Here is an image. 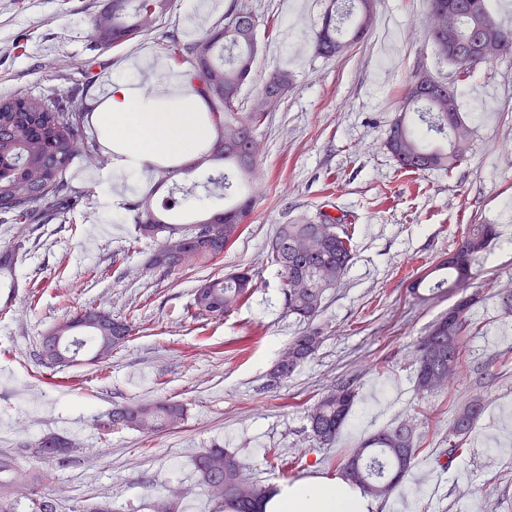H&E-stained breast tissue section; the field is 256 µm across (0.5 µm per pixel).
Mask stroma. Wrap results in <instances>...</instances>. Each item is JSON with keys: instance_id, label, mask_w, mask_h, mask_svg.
Wrapping results in <instances>:
<instances>
[{"instance_id": "35a3bbf8", "label": "stroma", "mask_w": 512, "mask_h": 512, "mask_svg": "<svg viewBox=\"0 0 512 512\" xmlns=\"http://www.w3.org/2000/svg\"><path fill=\"white\" fill-rule=\"evenodd\" d=\"M100 0H0V95L66 89L52 61L87 56ZM259 19L278 22L276 36L258 31L259 51L242 87L251 109L268 75L290 73L287 95L257 132L259 155L248 228L222 261L151 266L155 242L141 238L131 212L108 203L101 170L75 161L74 191L88 199L66 223L0 224V250L15 253V276L0 288V454L21 470L34 462L25 445L48 434L72 448L52 462L62 500L110 502L114 512H155L178 488L177 512L207 507L196 456L220 445L234 452L251 482L276 488L293 480L341 477L351 448L371 433L410 423L427 479L407 476L368 512H512V55L459 85L470 130L468 158L452 172L404 173L384 147L406 80L419 71L441 82L454 69L429 37L427 0H376L365 39L342 54L314 55L309 44L328 0H238ZM185 0L158 26L102 52V77L126 62L151 59L171 74L169 41L186 42ZM208 169L195 171L181 212L220 210ZM337 208L352 224L355 252L342 280L328 290L313 321L321 343L285 378L271 371L303 329L284 305L283 278L270 256L282 224H301ZM470 224H494L496 240L475 261L466 291L481 332L466 341L472 372L436 393L418 391L417 342L457 301L445 293L421 302L409 286L452 251ZM239 267L254 274L251 300L221 320L187 309L200 280ZM133 320L134 335L107 364L82 353L53 369L38 360L44 334L87 303ZM355 390L352 411L331 445L312 436L307 409L337 386ZM168 398L186 416L161 434L97 427L112 408ZM482 399L485 411L452 465L435 458L448 445L458 408ZM275 448L288 469L271 463Z\"/></svg>"}]
</instances>
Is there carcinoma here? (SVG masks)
Returning a JSON list of instances; mask_svg holds the SVG:
<instances>
[{
	"mask_svg": "<svg viewBox=\"0 0 512 512\" xmlns=\"http://www.w3.org/2000/svg\"><path fill=\"white\" fill-rule=\"evenodd\" d=\"M483 3L480 18L464 14L453 24L455 37L474 39L479 28L491 31L493 38L512 40V28L505 27ZM173 0H101L93 18V54L78 63L85 85L93 83L97 67L101 66L97 52L134 40L156 27L157 22L171 9ZM369 0H330L321 28L313 40L314 53L332 57L348 50L368 34L373 21ZM258 17L247 9L237 16L236 26L225 29L224 24L206 30L187 44L175 43L172 58L186 60L190 69L186 76L195 94L206 107L205 117L214 128L215 137L204 149L199 160L182 166L152 165L160 186L172 183L179 189L175 177L187 175L203 165H224L216 170L210 181L219 195H236L235 202L209 216L196 219L183 227L176 225L177 201H164L156 207L150 198H140L128 205L134 213V223L140 234L155 239L163 235L158 251L166 253L167 268L180 266L181 254L193 253L206 262H217L231 249L247 225L254 197L251 193L252 173L256 158L251 156L257 129L265 118L257 112H244L224 101V89L242 87L249 79L257 52L254 38ZM439 53L455 68L456 80L466 82L477 70L491 64L496 57L487 52L479 57H448L442 47ZM416 77L404 85L402 106L391 123L395 134L387 149L404 172L431 170L451 172L466 158L468 139L456 131L463 121L462 113L448 111V98H421L415 91ZM90 108L82 97V89L67 91L50 89L33 96L15 93L0 96V224H48L77 208L79 197L68 182L73 160L82 158L86 164L98 167L105 160L106 146L99 137L87 135L86 122ZM235 142V149L221 147L224 138ZM336 226V218L321 212L315 224H281L273 237L270 249L272 261L279 266L284 278L283 294L288 314L307 323L321 312L325 292L336 287L345 277L353 258V240L349 226ZM210 226V239L197 238V226ZM323 227L329 237L325 250L311 252L312 233ZM493 224H471L453 250L456 262H442L417 279L412 290L424 291L423 300L450 292L455 284L471 274L476 257L495 239ZM177 241L181 248L167 252L168 242ZM199 287L205 289L203 299L192 298L191 316L221 318L247 304L253 294V274L246 268L225 277L207 278ZM472 304L457 303L421 337L419 358L435 355L430 372L417 370L420 391L440 389L438 375L447 371H462L465 352L463 341L480 333L472 319ZM79 338L64 347L72 354L85 347L93 353L104 350L112 357L115 346L107 337L112 315L100 307L87 304L68 316ZM453 340H448V336ZM318 337V332L306 329L294 337L288 350L301 356ZM355 391L348 385L337 387L331 394L317 400L308 410L315 439L321 444L336 440L353 407ZM484 411L483 402L472 399L458 409L448 434V451L438 456L447 466L463 452V445ZM135 418L133 428L157 434L177 425L184 418V407L171 399H157L119 405L112 408V420L98 423L103 432L123 427V419ZM409 449L406 460H400L398 449ZM420 451L413 431L397 424L374 433L352 449L343 463L345 479L366 497L384 499L402 482ZM199 479L206 488L216 487L222 498L219 508L225 512H262V503L270 490L247 482L242 476L238 457L223 448H210L194 461ZM50 470L36 467L19 472L14 459L0 455V512H62V505L46 487L52 482Z\"/></svg>",
	"mask_w": 512,
	"mask_h": 512,
	"instance_id": "1",
	"label": "carcinoma"
}]
</instances>
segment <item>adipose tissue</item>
<instances>
[{
	"label": "adipose tissue",
	"instance_id": "obj_1",
	"mask_svg": "<svg viewBox=\"0 0 512 512\" xmlns=\"http://www.w3.org/2000/svg\"><path fill=\"white\" fill-rule=\"evenodd\" d=\"M173 93L158 73L113 79L97 114L111 140V162L102 176L105 186L140 172L149 159L164 156L184 162L209 144L212 129L202 118L201 103L189 109L163 105V98ZM263 512H367V500L347 483L310 478L278 487Z\"/></svg>",
	"mask_w": 512,
	"mask_h": 512
}]
</instances>
